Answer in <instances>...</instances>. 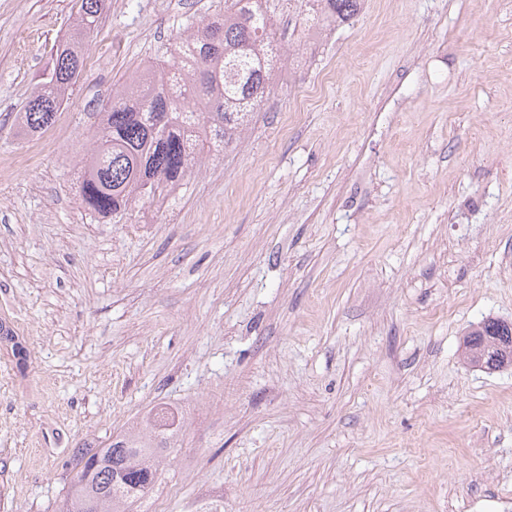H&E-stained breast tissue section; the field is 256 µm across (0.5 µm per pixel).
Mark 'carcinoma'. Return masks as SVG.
I'll return each instance as SVG.
<instances>
[{"mask_svg":"<svg viewBox=\"0 0 512 512\" xmlns=\"http://www.w3.org/2000/svg\"><path fill=\"white\" fill-rule=\"evenodd\" d=\"M363 0H316L308 30L340 27ZM108 0H81L55 59L16 119L19 135L51 126L83 69L85 46ZM275 22L262 0H224V14L176 43L170 60L135 72L99 113L92 147L77 169L81 204L116 216L136 202L153 203L189 176L205 155L222 151L270 94ZM466 360L489 372L512 365V323L487 317L464 338ZM182 422L147 418L78 457L61 512H132L157 481Z\"/></svg>","mask_w":512,"mask_h":512,"instance_id":"carcinoma-1","label":"carcinoma"}]
</instances>
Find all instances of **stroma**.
<instances>
[{"mask_svg": "<svg viewBox=\"0 0 512 512\" xmlns=\"http://www.w3.org/2000/svg\"><path fill=\"white\" fill-rule=\"evenodd\" d=\"M79 0H0V512L187 411L140 512H512V0H364L283 59L244 136L163 211L92 217L97 114L224 0H112L36 148L15 133ZM497 344V349L487 350V341ZM466 360L489 372L512 365V323L487 317L482 319L464 338Z\"/></svg>", "mask_w": 512, "mask_h": 512, "instance_id": "35a3bbf8", "label": "stroma"}]
</instances>
